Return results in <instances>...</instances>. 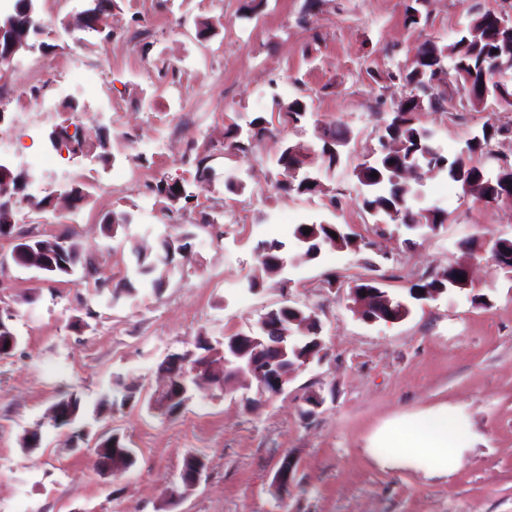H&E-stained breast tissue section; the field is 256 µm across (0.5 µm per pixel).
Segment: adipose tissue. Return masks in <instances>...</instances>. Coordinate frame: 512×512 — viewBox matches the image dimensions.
Listing matches in <instances>:
<instances>
[{
  "label": "adipose tissue",
  "instance_id": "1",
  "mask_svg": "<svg viewBox=\"0 0 512 512\" xmlns=\"http://www.w3.org/2000/svg\"><path fill=\"white\" fill-rule=\"evenodd\" d=\"M387 460L414 463L432 460L433 473L445 474L456 469L460 462L456 419L438 412L420 421L395 425L383 438Z\"/></svg>",
  "mask_w": 512,
  "mask_h": 512
}]
</instances>
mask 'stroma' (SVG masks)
<instances>
[{"instance_id": "35a3bbf8", "label": "stroma", "mask_w": 512, "mask_h": 512, "mask_svg": "<svg viewBox=\"0 0 512 512\" xmlns=\"http://www.w3.org/2000/svg\"><path fill=\"white\" fill-rule=\"evenodd\" d=\"M116 0L108 12L112 38L68 30L84 0H37L46 28L32 49L0 68L7 97L0 134L23 124L37 135L29 150L54 155L59 170L47 185H79L82 206L62 213L24 204L12 232L0 236V313H11L19 343L0 360V512H512V274L495 265L491 247L512 239V202L487 205L446 175L411 182L412 207H436L447 222L438 232L380 223L362 206L354 170L377 158L378 138L394 100L404 95L389 72L411 67L426 39L445 47L478 14L512 16V0H425V26L404 22L405 0ZM209 18L215 36L201 40L196 23ZM43 66L39 106L21 91L29 65ZM92 74L91 91L82 88ZM444 90L448 106L419 113L444 151L480 134L485 122L512 123V112L487 99L474 107L455 73ZM72 98L78 111L64 112ZM303 100L308 115L288 124L273 100ZM264 116L268 133L245 155L224 154L227 126ZM86 141L107 137L113 159L54 154L47 135L57 125ZM347 133L335 166L314 158L322 193L275 191L277 159L300 138L320 149V126ZM209 157L196 200L166 209L148 193L160 178L192 179L195 156ZM239 184L229 192L226 182ZM338 206H330V196ZM131 215L116 238L103 217ZM344 225L355 243L307 259L293 244L298 224ZM190 233L187 257H176L161 291L134 274L137 254L160 252L169 225ZM69 234L97 269L88 281L53 278L17 266L18 239ZM286 242L283 277L266 273L254 252L260 240ZM463 261L468 288L436 300L409 301L397 323L368 322L354 309L350 285L376 279L390 296L408 299L417 277ZM335 285H328V276ZM259 288L250 289V280ZM304 308L322 327L323 349L282 394L241 384L234 392L193 390L181 414L166 417L145 402L166 379L172 353L196 354L210 342L257 327L283 304ZM143 400L121 406L126 387ZM85 406L87 442L72 447L48 420L63 395ZM316 393L324 403L307 405ZM111 395L117 405L100 413ZM453 412L465 436L458 469L435 475L383 460L378 437L391 423ZM39 433L26 448L27 431ZM116 432L137 452L125 473L97 469L96 443ZM203 456L205 473L186 495H175L185 459ZM294 463L286 494L275 477Z\"/></svg>"}]
</instances>
